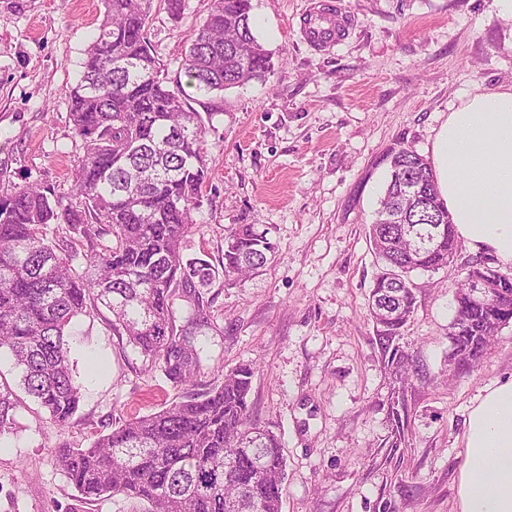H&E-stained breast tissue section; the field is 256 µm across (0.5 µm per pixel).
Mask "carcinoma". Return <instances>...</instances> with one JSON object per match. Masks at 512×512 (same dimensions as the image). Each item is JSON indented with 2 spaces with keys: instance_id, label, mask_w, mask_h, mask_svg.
<instances>
[{
  "instance_id": "1",
  "label": "carcinoma",
  "mask_w": 512,
  "mask_h": 512,
  "mask_svg": "<svg viewBox=\"0 0 512 512\" xmlns=\"http://www.w3.org/2000/svg\"><path fill=\"white\" fill-rule=\"evenodd\" d=\"M154 2L105 0L80 78L68 91L69 121L82 141L75 201L39 184L0 195V349L13 356L26 393L65 425L80 401L66 336L73 319L103 307L112 332L183 389L159 411L121 421L87 448L57 449L83 500L123 494L146 502L144 512H281L286 461L280 437L251 414L256 366L241 364L196 390V339L210 325L211 300L201 288L265 267L276 244L256 225L238 224L224 238L218 264L185 257L209 180L205 120L219 106L203 116L182 87L167 85L145 33ZM251 10V0H210L182 63L195 92L220 96L271 71ZM446 219L430 164L412 150L394 152L369 239L382 270L401 278L378 274L368 315L403 388L413 358L394 341L415 311L411 274L452 261L457 243ZM62 224L67 235L58 238ZM485 270L507 288L486 308L469 298L470 278ZM453 301L450 359L463 371L479 363L499 331L489 322L512 320V277L477 263ZM15 407L10 387L0 383V435L11 428ZM388 418L395 447L408 419L404 397L392 402Z\"/></svg>"
}]
</instances>
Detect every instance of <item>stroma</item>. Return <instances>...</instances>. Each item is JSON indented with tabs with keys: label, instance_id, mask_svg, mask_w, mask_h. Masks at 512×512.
<instances>
[{
	"label": "stroma",
	"instance_id": "obj_1",
	"mask_svg": "<svg viewBox=\"0 0 512 512\" xmlns=\"http://www.w3.org/2000/svg\"><path fill=\"white\" fill-rule=\"evenodd\" d=\"M308 2L252 0L274 69L225 91L207 129L210 180L185 255L218 261L237 224L267 231L276 252L245 281L209 288L198 382L256 363L249 401L282 442V512H457L467 418L483 390L512 375V323L469 372L449 371L452 295L477 256L461 242L447 267L413 273L416 308L401 344L417 369L406 387L405 440L391 447L393 384L368 316L379 271L368 228L388 153L429 156L466 95L512 84V7L339 0L349 34L320 53L299 33ZM208 5L185 0L177 19L153 9L146 36L169 79H178ZM104 12V0H0V194L39 183L70 196L81 140L66 91ZM69 347L81 401L65 425L19 388L0 350V380L18 399L15 423L0 435V512H143L122 494L79 502L56 451L88 447L179 390L103 316L77 318Z\"/></svg>",
	"mask_w": 512,
	"mask_h": 512
}]
</instances>
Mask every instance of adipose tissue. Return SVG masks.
I'll list each match as a JSON object with an SVG mask.
<instances>
[{
	"label": "adipose tissue",
	"instance_id": "obj_1",
	"mask_svg": "<svg viewBox=\"0 0 512 512\" xmlns=\"http://www.w3.org/2000/svg\"><path fill=\"white\" fill-rule=\"evenodd\" d=\"M431 166L457 238L512 266V85L469 94L449 112ZM464 448L457 512H512V377L471 409Z\"/></svg>",
	"mask_w": 512,
	"mask_h": 512
}]
</instances>
